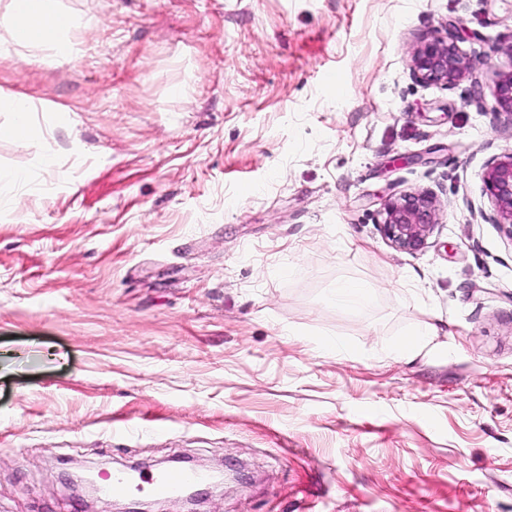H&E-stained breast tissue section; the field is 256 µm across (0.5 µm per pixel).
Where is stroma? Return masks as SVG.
Returning a JSON list of instances; mask_svg holds the SVG:
<instances>
[{"label":"stroma","mask_w":512,"mask_h":512,"mask_svg":"<svg viewBox=\"0 0 512 512\" xmlns=\"http://www.w3.org/2000/svg\"><path fill=\"white\" fill-rule=\"evenodd\" d=\"M60 4L72 51L0 46V512L175 459L231 473L205 512H512V0ZM452 24L479 85L416 82ZM410 191L417 252L380 232ZM494 98L496 107L512 116V70L498 75ZM4 105L14 114V122L10 128L12 134L31 135V107L27 98L23 96L4 98ZM484 181L493 205L489 219L512 238V151L489 160ZM382 235L396 248L416 252L439 223V208L434 197L425 191L411 192L391 199L385 205ZM364 284L351 281L340 282L334 289V295L337 303L348 306H357L368 299V289ZM408 336L410 337L404 338L397 343L395 347L397 356L415 355L417 351L422 347V336H437V327L434 325H427L417 332L409 334Z\"/></svg>","instance_id":"obj_1"}]
</instances>
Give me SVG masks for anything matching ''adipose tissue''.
I'll list each match as a JSON object with an SVG mask.
<instances>
[{
  "label": "adipose tissue",
  "mask_w": 512,
  "mask_h": 512,
  "mask_svg": "<svg viewBox=\"0 0 512 512\" xmlns=\"http://www.w3.org/2000/svg\"><path fill=\"white\" fill-rule=\"evenodd\" d=\"M69 17L59 9L58 0H9L8 10L0 16V28L16 46L36 48L58 44L67 29Z\"/></svg>",
  "instance_id": "ef3b65f1"
}]
</instances>
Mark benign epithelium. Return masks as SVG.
I'll use <instances>...</instances> for the list:
<instances>
[{
  "label": "benign epithelium",
  "instance_id": "benign-epithelium-1",
  "mask_svg": "<svg viewBox=\"0 0 512 512\" xmlns=\"http://www.w3.org/2000/svg\"><path fill=\"white\" fill-rule=\"evenodd\" d=\"M410 72L418 82L451 87L465 78L470 68L456 46V36L450 32L445 38L419 41L411 54ZM494 98L497 108L512 115V70L498 75ZM485 187L493 205L490 220L512 239V151L489 160ZM438 217L439 208L430 193H405L385 205L380 231L396 248L416 252L427 244Z\"/></svg>",
  "mask_w": 512,
  "mask_h": 512
}]
</instances>
